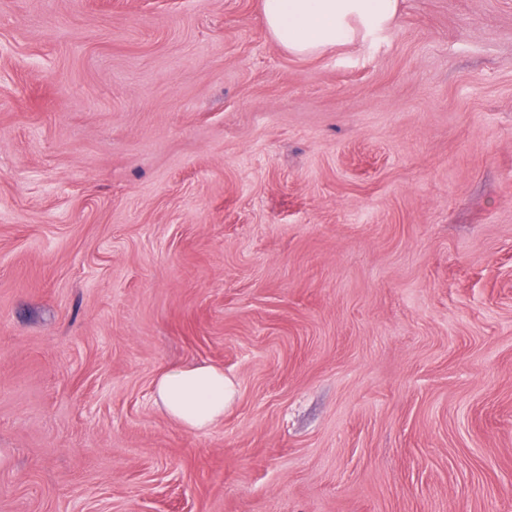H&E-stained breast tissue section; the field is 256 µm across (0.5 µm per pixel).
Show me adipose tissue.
I'll use <instances>...</instances> for the list:
<instances>
[{"label":"adipose tissue","instance_id":"adipose-tissue-1","mask_svg":"<svg viewBox=\"0 0 512 512\" xmlns=\"http://www.w3.org/2000/svg\"><path fill=\"white\" fill-rule=\"evenodd\" d=\"M397 7V0H263L262 11L278 45L310 55L352 43L358 30L388 26ZM154 395L174 422L202 432L223 420L234 387L222 368L198 364L164 370Z\"/></svg>","mask_w":512,"mask_h":512}]
</instances>
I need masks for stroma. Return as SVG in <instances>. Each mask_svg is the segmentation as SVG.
<instances>
[{"label": "stroma", "instance_id": "stroma-1", "mask_svg": "<svg viewBox=\"0 0 512 512\" xmlns=\"http://www.w3.org/2000/svg\"><path fill=\"white\" fill-rule=\"evenodd\" d=\"M0 512H512V0H0ZM397 0H263V20L278 45L310 55L354 41L359 29L388 26ZM156 401L188 431L211 429L224 419V405L234 395L224 370L210 364L165 369L155 380Z\"/></svg>", "mask_w": 512, "mask_h": 512}]
</instances>
